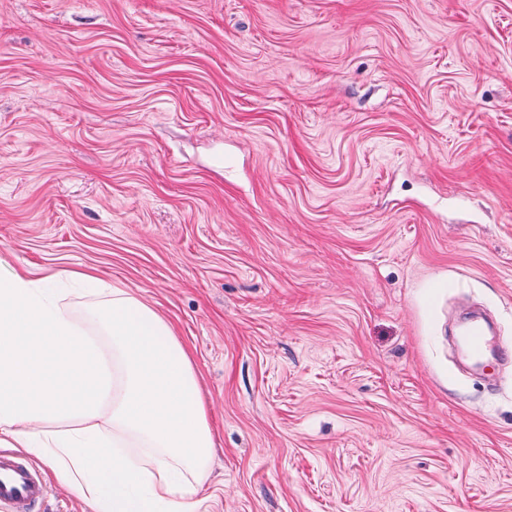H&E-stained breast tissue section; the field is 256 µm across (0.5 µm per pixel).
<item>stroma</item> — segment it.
<instances>
[{
  "label": "stroma",
  "instance_id": "obj_1",
  "mask_svg": "<svg viewBox=\"0 0 512 512\" xmlns=\"http://www.w3.org/2000/svg\"><path fill=\"white\" fill-rule=\"evenodd\" d=\"M76 270L191 354L210 512H512V0H0V278ZM466 344L470 354L481 357L489 346V338L484 324L474 319L466 328Z\"/></svg>",
  "mask_w": 512,
  "mask_h": 512
}]
</instances>
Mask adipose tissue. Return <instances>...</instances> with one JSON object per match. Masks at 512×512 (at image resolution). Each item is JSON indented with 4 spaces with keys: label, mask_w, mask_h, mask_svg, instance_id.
Masks as SVG:
<instances>
[{
    "label": "adipose tissue",
    "mask_w": 512,
    "mask_h": 512,
    "mask_svg": "<svg viewBox=\"0 0 512 512\" xmlns=\"http://www.w3.org/2000/svg\"><path fill=\"white\" fill-rule=\"evenodd\" d=\"M97 294L78 318L54 277L0 279V447L93 512H207L215 441L189 354L125 289Z\"/></svg>",
    "instance_id": "adipose-tissue-1"
}]
</instances>
